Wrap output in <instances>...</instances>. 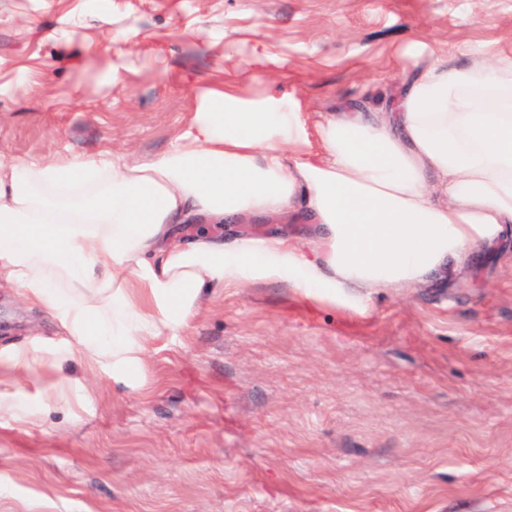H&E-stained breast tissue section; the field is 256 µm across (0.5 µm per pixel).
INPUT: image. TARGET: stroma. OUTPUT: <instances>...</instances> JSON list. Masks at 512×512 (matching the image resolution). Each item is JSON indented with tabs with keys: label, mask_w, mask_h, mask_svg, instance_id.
<instances>
[{
	"label": "stroma",
	"mask_w": 512,
	"mask_h": 512,
	"mask_svg": "<svg viewBox=\"0 0 512 512\" xmlns=\"http://www.w3.org/2000/svg\"><path fill=\"white\" fill-rule=\"evenodd\" d=\"M476 52L512 54V0H0V156L140 160L227 83L315 121ZM34 337L58 341L1 285L0 348ZM62 373L83 401L0 383L43 410L0 422V512H512L511 234L332 307L282 282L221 289L149 345L135 388L76 353Z\"/></svg>",
	"instance_id": "1"
}]
</instances>
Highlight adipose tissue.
<instances>
[{
  "mask_svg": "<svg viewBox=\"0 0 512 512\" xmlns=\"http://www.w3.org/2000/svg\"><path fill=\"white\" fill-rule=\"evenodd\" d=\"M320 151H313V143ZM303 212L314 231L225 239V220ZM512 230V56L433 65L397 111L308 128L279 98L205 92L190 131L129 163L0 157V283L65 341L46 392L79 393L65 351L135 387L151 342L180 337L208 291L287 283L317 304L415 288Z\"/></svg>",
  "mask_w": 512,
  "mask_h": 512,
  "instance_id": "1",
  "label": "adipose tissue"
}]
</instances>
